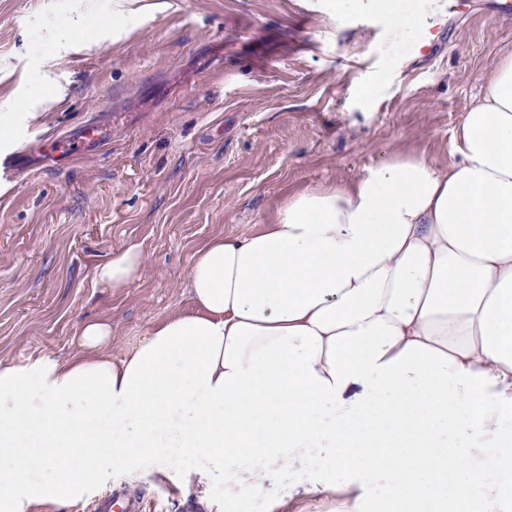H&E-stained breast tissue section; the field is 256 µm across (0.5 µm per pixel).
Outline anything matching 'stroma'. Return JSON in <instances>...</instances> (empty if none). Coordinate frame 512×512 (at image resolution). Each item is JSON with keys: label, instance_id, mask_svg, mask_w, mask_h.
I'll use <instances>...</instances> for the list:
<instances>
[{"label": "stroma", "instance_id": "obj_1", "mask_svg": "<svg viewBox=\"0 0 512 512\" xmlns=\"http://www.w3.org/2000/svg\"><path fill=\"white\" fill-rule=\"evenodd\" d=\"M0 0V100L31 104L17 148L27 162L0 186V359L67 355L82 321L111 322L116 345L192 310L197 252L274 223L288 194L356 178L393 153L447 167L451 133L502 49L512 21L493 0H463L435 58L412 54L445 0ZM410 23L396 30L389 11ZM80 38L79 51L61 43ZM97 118L102 154L70 163L41 140ZM137 245L142 276L95 279ZM193 458L159 478L119 474L114 493L151 512H253L238 469L200 501L182 482Z\"/></svg>", "mask_w": 512, "mask_h": 512}]
</instances>
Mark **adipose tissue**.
<instances>
[{"label":"adipose tissue","instance_id":"obj_1","mask_svg":"<svg viewBox=\"0 0 512 512\" xmlns=\"http://www.w3.org/2000/svg\"><path fill=\"white\" fill-rule=\"evenodd\" d=\"M451 154H394L211 240L192 310L119 354L88 320L70 357L0 360V512L84 505L185 456L200 497L242 465L262 494L304 451L316 512H512V48ZM144 261L124 247L95 278L126 287Z\"/></svg>","mask_w":512,"mask_h":512}]
</instances>
